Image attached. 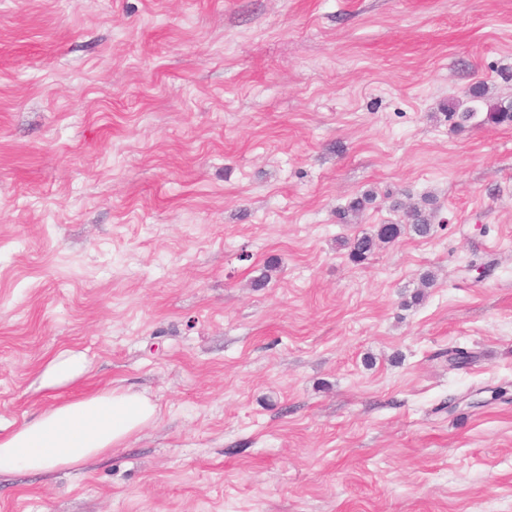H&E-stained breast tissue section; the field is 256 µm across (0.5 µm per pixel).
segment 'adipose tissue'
Listing matches in <instances>:
<instances>
[{"label": "adipose tissue", "mask_w": 512, "mask_h": 512, "mask_svg": "<svg viewBox=\"0 0 512 512\" xmlns=\"http://www.w3.org/2000/svg\"><path fill=\"white\" fill-rule=\"evenodd\" d=\"M86 370L83 353L64 351L50 360L40 386L64 387ZM156 417V404L123 388H105L55 402L10 433L0 435V476L83 469L106 459Z\"/></svg>", "instance_id": "adipose-tissue-1"}]
</instances>
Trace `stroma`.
<instances>
[{
    "label": "stroma",
    "instance_id": "1",
    "mask_svg": "<svg viewBox=\"0 0 512 512\" xmlns=\"http://www.w3.org/2000/svg\"><path fill=\"white\" fill-rule=\"evenodd\" d=\"M478 85L512 102V0H0V427L158 408L0 512H512V124L447 114ZM426 196L430 236L350 260ZM400 224H380L373 233H365L348 242L349 258L356 264L365 262L374 251L377 243H389L401 234ZM87 371L83 353L66 350L50 360L40 377V388L58 389L81 377Z\"/></svg>",
    "mask_w": 512,
    "mask_h": 512
}]
</instances>
